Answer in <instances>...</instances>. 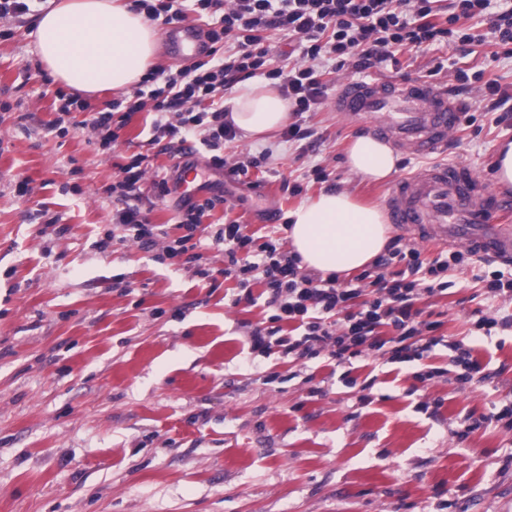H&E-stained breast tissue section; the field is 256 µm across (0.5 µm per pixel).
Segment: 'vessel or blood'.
Segmentation results:
<instances>
[{"instance_id":"vessel-or-blood-1","label":"vessel or blood","mask_w":512,"mask_h":512,"mask_svg":"<svg viewBox=\"0 0 512 512\" xmlns=\"http://www.w3.org/2000/svg\"><path fill=\"white\" fill-rule=\"evenodd\" d=\"M167 52L198 58L210 48L198 27L183 24L165 35ZM334 106L398 151L416 156L443 153L462 121L446 89L423 81L351 79ZM388 221L420 242L465 246L474 254L512 265V226L499 216L512 205L488 178L469 166L441 162L395 181L384 200Z\"/></svg>"}]
</instances>
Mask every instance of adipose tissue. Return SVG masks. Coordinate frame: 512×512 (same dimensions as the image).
Masks as SVG:
<instances>
[{"label": "adipose tissue", "instance_id": "adipose-tissue-1", "mask_svg": "<svg viewBox=\"0 0 512 512\" xmlns=\"http://www.w3.org/2000/svg\"><path fill=\"white\" fill-rule=\"evenodd\" d=\"M42 65L70 89L92 94L137 83L154 58L156 29L129 0H55L33 31ZM230 118L255 140L285 126L289 103L263 82L250 84L229 101ZM353 172L371 180L396 166L392 149L369 135L348 151ZM288 238L303 266L348 273L367 266L386 246L390 228L381 209L349 193L326 191L287 215Z\"/></svg>", "mask_w": 512, "mask_h": 512}]
</instances>
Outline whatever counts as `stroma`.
Segmentation results:
<instances>
[{
  "label": "stroma",
  "mask_w": 512,
  "mask_h": 512,
  "mask_svg": "<svg viewBox=\"0 0 512 512\" xmlns=\"http://www.w3.org/2000/svg\"><path fill=\"white\" fill-rule=\"evenodd\" d=\"M36 14L0 38V512H434L444 489L449 512H512V432L489 424L458 440L463 416L512 401V332L473 346L496 375L458 389L453 375L422 384L381 358L358 369L372 388H348L331 367L288 362L251 349L262 307L227 304L233 281L198 286L194 265L156 263L139 244L99 252L113 230L112 161L75 126L60 138L53 119L57 82L32 37ZM477 42L398 54L371 77L431 81L474 114L441 159L488 173L512 127L496 125L475 89L458 88L456 69L483 71L512 92V56L486 23ZM351 67L331 73L328 93L305 119L315 135L293 144L282 133L227 143L229 162L270 151L276 176L235 180L192 160L223 193L210 223L237 220L266 232L326 190L381 205L386 182H368L346 163L362 126L333 108ZM26 122H19V115ZM139 112L121 132L123 155H147L146 195L155 173L178 159L150 141ZM322 165L326 182L311 169ZM28 182L30 194L15 191ZM303 192L289 196L283 183ZM60 216L43 224L37 211ZM482 264L448 272L446 295L419 308L440 312L442 334L463 336L487 301ZM132 291H125V283ZM319 396H309L310 386ZM440 408L416 412L419 401Z\"/></svg>",
  "instance_id": "35a3bbf8"
}]
</instances>
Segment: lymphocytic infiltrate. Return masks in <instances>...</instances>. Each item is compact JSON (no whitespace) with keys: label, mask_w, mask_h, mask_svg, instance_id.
<instances>
[{"label":"lymphocytic infiltrate","mask_w":512,"mask_h":512,"mask_svg":"<svg viewBox=\"0 0 512 512\" xmlns=\"http://www.w3.org/2000/svg\"><path fill=\"white\" fill-rule=\"evenodd\" d=\"M136 7L150 20L171 26L191 12L210 18V40L223 48V56L176 72L150 71L141 87L113 100L107 111H91L86 100L56 91V116L48 122V132L65 136L67 117L77 110L85 112L83 128L102 153L111 155L120 145V129L134 113L146 111L153 141L193 142L208 154L210 168L227 169L236 177L270 162L266 152L232 166L224 157L225 143L237 136L225 118L224 95L241 82L257 76L275 81L295 117L283 136L298 143L314 135L302 116L327 90L326 62L361 74L394 61L404 48L466 45L475 40L468 27L475 18L489 24L498 45H512V0H136ZM268 30H285L296 37V62L275 65L264 36ZM146 173L139 154L115 163L112 181L103 192L115 205L112 222L123 235H107L98 250L104 253L117 241H131L153 251L159 264L190 256L198 264L199 281L217 274L236 281L237 299L263 306L269 313L268 326L251 333L253 350L266 354L276 345L292 363L324 360L340 368V378L349 387L371 388V381H358L352 374L356 360L371 356L399 367L412 366L414 379L422 383L450 372L463 389L489 380L487 366L475 356L472 343L491 338L493 331L511 329L512 316L498 317L493 308L475 310L469 334L457 338L442 335L441 320L425 316L417 306L421 297L447 293L449 268L471 261V250H446L425 260L419 249L403 245L397 237L370 268L343 284L336 276L303 269L300 257L285 249L276 231L259 240L235 220L204 227V217L224 204L221 195L187 202L177 217L184 234L170 238L166 225L149 219L155 203L141 189ZM202 228L208 229L211 245L224 254L221 271L200 266V254L189 251L192 235ZM393 266L398 269L394 275L389 272ZM255 281L263 286L257 295L251 289ZM286 323L293 324L294 332L284 338L280 332ZM440 348L450 353L449 367L429 362Z\"/></svg>","instance_id":"obj_1"}]
</instances>
